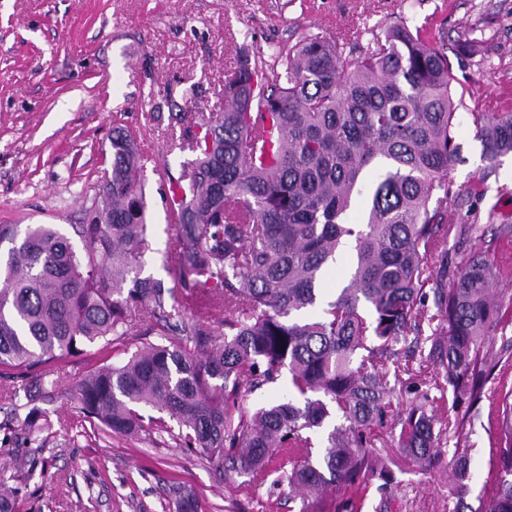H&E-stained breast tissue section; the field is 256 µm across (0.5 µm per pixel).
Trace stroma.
Returning <instances> with one entry per match:
<instances>
[{
	"label": "stroma",
	"instance_id": "obj_1",
	"mask_svg": "<svg viewBox=\"0 0 512 512\" xmlns=\"http://www.w3.org/2000/svg\"><path fill=\"white\" fill-rule=\"evenodd\" d=\"M399 19L432 22L444 39L463 97L452 175L465 188L487 165L473 113L512 110V0H0V224H53L67 233L82 223L112 161V129L122 126L152 156L143 178L154 251L143 274L179 287L178 270L164 263L173 231L158 171L179 173L191 154L170 147L172 113L213 111L240 54L269 55L314 36L349 50ZM509 164L502 158L484 197L450 208L458 222L475 220L487 241L512 224ZM112 356L94 343L59 363L45 465L32 467L20 440L0 449V479L32 471L17 512H163L174 484L194 493L198 512H288L287 500L269 504L268 486L215 473L172 440L86 435L74 389ZM467 433L473 504L497 432L483 417ZM378 449L403 483L401 512L454 507L452 446L423 475L411 473L388 436Z\"/></svg>",
	"mask_w": 512,
	"mask_h": 512
}]
</instances>
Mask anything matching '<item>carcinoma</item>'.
I'll return each mask as SVG.
<instances>
[{
  "mask_svg": "<svg viewBox=\"0 0 512 512\" xmlns=\"http://www.w3.org/2000/svg\"><path fill=\"white\" fill-rule=\"evenodd\" d=\"M334 38L311 37L273 62L238 59L219 94L221 111L190 121L175 148L195 154L168 177L174 237L165 259L182 291L141 277L151 250L146 158L136 137L112 136V162L71 238L52 224H0V367L42 368L35 383L3 385L12 411L26 408L23 441L42 448L53 424L39 407L58 397L53 363L86 343L122 345L119 360L77 384L90 428L109 436L164 433L217 469L300 499L297 512H391L400 484L375 446L389 430L411 472L433 468L443 437L478 417L485 387L499 435L486 494L453 512H512V265L488 245L458 267L477 233L448 202L462 99L444 43L425 26L387 25L359 56ZM494 165L512 153V111L472 113ZM370 189L366 222L347 212ZM351 266L334 296L321 295L345 243ZM189 311L193 318H174ZM144 336L163 341L144 343ZM433 383L406 389L392 409L389 375L414 362ZM288 373V397L249 412L242 393ZM450 392L448 414H438ZM158 415L144 418L141 408ZM454 475L472 478L457 445ZM170 512H198L173 485Z\"/></svg>",
  "mask_w": 512,
  "mask_h": 512,
  "instance_id": "carcinoma-1",
  "label": "carcinoma"
}]
</instances>
